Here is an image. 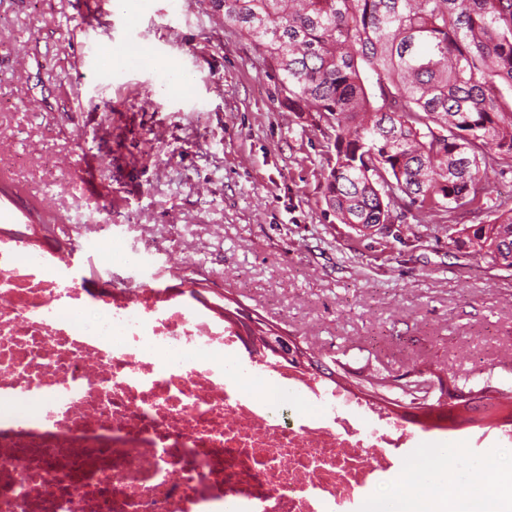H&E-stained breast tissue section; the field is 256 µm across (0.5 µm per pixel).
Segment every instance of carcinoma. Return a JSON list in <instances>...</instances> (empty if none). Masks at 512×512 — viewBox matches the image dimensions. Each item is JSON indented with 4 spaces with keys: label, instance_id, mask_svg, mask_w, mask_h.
I'll return each mask as SVG.
<instances>
[{
    "label": "carcinoma",
    "instance_id": "obj_1",
    "mask_svg": "<svg viewBox=\"0 0 512 512\" xmlns=\"http://www.w3.org/2000/svg\"><path fill=\"white\" fill-rule=\"evenodd\" d=\"M250 41L290 112L328 130L323 200L341 224L448 218V240L512 269V0H211ZM486 220L461 224L458 216ZM499 409L451 405L473 421Z\"/></svg>",
    "mask_w": 512,
    "mask_h": 512
}]
</instances>
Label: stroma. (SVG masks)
I'll list each match as a JSON object with an SVG mask.
<instances>
[{
    "instance_id": "obj_1",
    "label": "stroma",
    "mask_w": 512,
    "mask_h": 512,
    "mask_svg": "<svg viewBox=\"0 0 512 512\" xmlns=\"http://www.w3.org/2000/svg\"><path fill=\"white\" fill-rule=\"evenodd\" d=\"M149 61L99 69L98 46ZM188 76L159 80L158 63ZM326 141L288 111L212 0H0V215L85 258L150 242L165 285L228 296L336 381L375 374L389 413L413 384L512 396V270L449 243L443 217L361 236L322 200ZM99 188L84 193L80 178ZM108 225L100 241L95 223Z\"/></svg>"
}]
</instances>
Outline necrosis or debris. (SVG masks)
I'll return each instance as SVG.
<instances>
[{
    "mask_svg": "<svg viewBox=\"0 0 512 512\" xmlns=\"http://www.w3.org/2000/svg\"><path fill=\"white\" fill-rule=\"evenodd\" d=\"M0 231V512H365L406 457L400 422L251 344L220 305L95 287ZM313 407L285 416V402ZM465 439L478 455L512 429Z\"/></svg>",
    "mask_w": 512,
    "mask_h": 512,
    "instance_id": "4bbe7bcc",
    "label": "necrosis or debris"
}]
</instances>
